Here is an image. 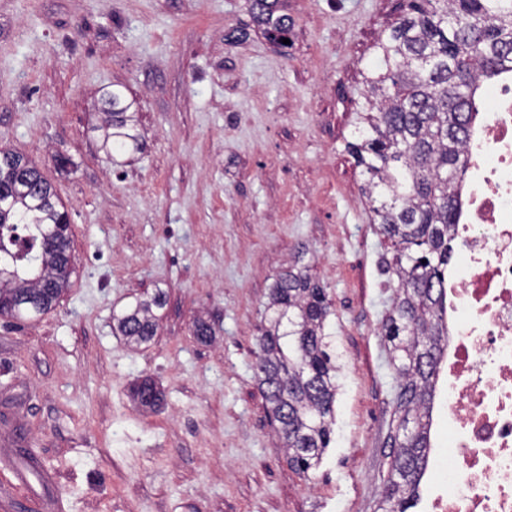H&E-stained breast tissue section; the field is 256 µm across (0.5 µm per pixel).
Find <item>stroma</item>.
<instances>
[{
    "label": "stroma",
    "instance_id": "obj_1",
    "mask_svg": "<svg viewBox=\"0 0 512 512\" xmlns=\"http://www.w3.org/2000/svg\"><path fill=\"white\" fill-rule=\"evenodd\" d=\"M284 7L282 46L247 0H0V147L54 186L74 267L48 313L0 319V512H377L391 247L346 143L400 0ZM118 85L144 152L102 146ZM304 248L340 367L332 442L306 477L256 368L269 289ZM158 289V334L131 346L112 312ZM145 377L164 392L152 410L129 396Z\"/></svg>",
    "mask_w": 512,
    "mask_h": 512
}]
</instances>
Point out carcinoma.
I'll return each mask as SVG.
<instances>
[{"label": "carcinoma", "mask_w": 512, "mask_h": 512, "mask_svg": "<svg viewBox=\"0 0 512 512\" xmlns=\"http://www.w3.org/2000/svg\"><path fill=\"white\" fill-rule=\"evenodd\" d=\"M263 34L282 43L291 30L281 0H249ZM512 70V0H407L379 37L363 75L348 153L365 176L362 194L372 223L394 249L387 273L396 295L383 319L396 374L391 449L380 512L414 506L430 448L438 367L447 345L442 315L455 184L481 83ZM119 91L103 101V147L116 155L142 148L137 113ZM0 297L15 318L49 311L69 287L70 233L53 244L45 233L70 225L52 185L22 154L0 148ZM158 289L112 312L113 329L140 346L157 335ZM273 316L259 338L257 368L268 412L288 449V464L306 475L317 468L335 424L338 366L325 324L331 303L309 268H290L269 292ZM132 397L154 408L163 392L150 378Z\"/></svg>", "instance_id": "obj_1"}]
</instances>
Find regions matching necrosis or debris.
Returning <instances> with one entry per match:
<instances>
[{
    "instance_id": "4bbe7bcc",
    "label": "necrosis or debris",
    "mask_w": 512,
    "mask_h": 512,
    "mask_svg": "<svg viewBox=\"0 0 512 512\" xmlns=\"http://www.w3.org/2000/svg\"><path fill=\"white\" fill-rule=\"evenodd\" d=\"M480 99L445 292L446 436L429 450L419 512H512V71Z\"/></svg>"
}]
</instances>
